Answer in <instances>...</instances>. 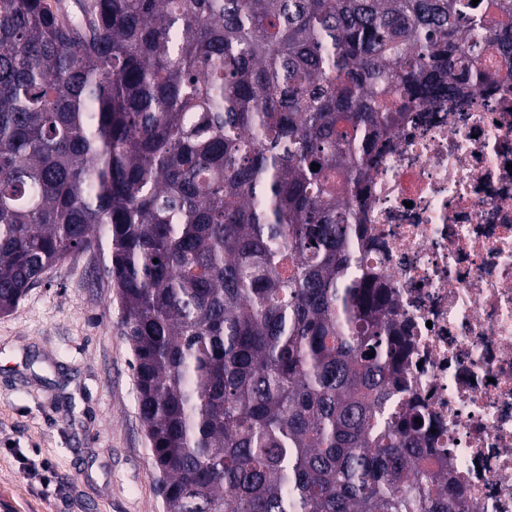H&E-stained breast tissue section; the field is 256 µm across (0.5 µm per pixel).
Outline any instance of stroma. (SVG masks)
Returning a JSON list of instances; mask_svg holds the SVG:
<instances>
[{"label":"stroma","instance_id":"stroma-1","mask_svg":"<svg viewBox=\"0 0 512 512\" xmlns=\"http://www.w3.org/2000/svg\"><path fill=\"white\" fill-rule=\"evenodd\" d=\"M118 321L92 250L0 315V512H163Z\"/></svg>","mask_w":512,"mask_h":512}]
</instances>
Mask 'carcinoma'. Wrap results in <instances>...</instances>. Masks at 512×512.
I'll list each match as a JSON object with an SVG mask.
<instances>
[{
  "instance_id": "obj_1",
  "label": "carcinoma",
  "mask_w": 512,
  "mask_h": 512,
  "mask_svg": "<svg viewBox=\"0 0 512 512\" xmlns=\"http://www.w3.org/2000/svg\"><path fill=\"white\" fill-rule=\"evenodd\" d=\"M480 2L0 0V315L107 253L165 512H470L359 215L402 113L512 59Z\"/></svg>"
}]
</instances>
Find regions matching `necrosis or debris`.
<instances>
[{
	"instance_id": "4bbe7bcc",
	"label": "necrosis or debris",
	"mask_w": 512,
	"mask_h": 512,
	"mask_svg": "<svg viewBox=\"0 0 512 512\" xmlns=\"http://www.w3.org/2000/svg\"><path fill=\"white\" fill-rule=\"evenodd\" d=\"M406 112L361 216L409 336L407 376L471 512H512V66Z\"/></svg>"
}]
</instances>
